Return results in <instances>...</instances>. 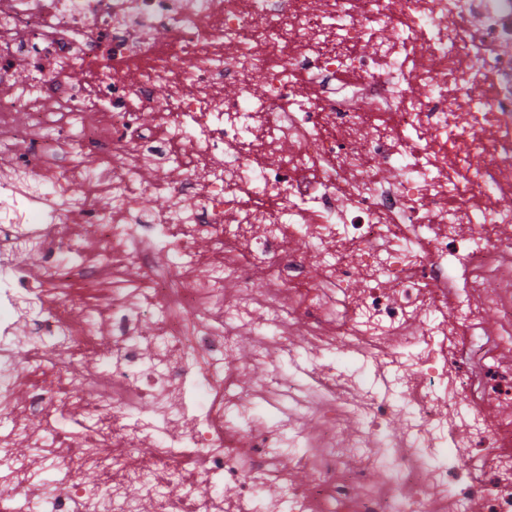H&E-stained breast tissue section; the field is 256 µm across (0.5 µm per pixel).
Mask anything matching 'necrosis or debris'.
Wrapping results in <instances>:
<instances>
[{
	"mask_svg": "<svg viewBox=\"0 0 512 512\" xmlns=\"http://www.w3.org/2000/svg\"><path fill=\"white\" fill-rule=\"evenodd\" d=\"M365 40L372 54L357 52ZM19 59L46 83L17 89ZM76 67L99 76L70 85ZM162 83L172 91L160 103ZM76 140L106 169L57 164ZM0 157V203L13 212L0 258L23 241L72 281L88 267L91 231L103 255L148 281L147 292L88 310L77 329L55 298L20 369L16 314L51 290L25 266L0 269V404L23 427L1 448L23 447L27 423L46 415L97 417L81 452L62 437L53 458L95 463L115 512L132 479L145 487L139 512H277L273 480L287 484L291 512H447L459 502L512 512V454L496 451L512 433V365L490 350L471 355L480 401L498 410L469 422L489 447L478 476L448 448L461 428L457 396L474 386L451 376L449 342L468 324L447 316L464 304L512 319L499 276L512 263V210L493 200L512 189V0H0ZM167 164L187 173L169 191L174 234L123 192ZM76 181L98 187L96 199L72 198ZM201 240L218 251L198 253ZM302 247L322 264L306 269ZM160 249L167 265L149 268ZM199 265L208 277L186 276ZM256 270L274 283L266 294L249 286ZM354 280L363 288L335 309L336 289ZM146 310L161 313L148 335ZM298 323L314 372L300 380L279 368L252 385V366L292 354ZM105 328L112 346L101 354ZM243 329L256 345L249 365L236 356ZM335 351L352 365L401 363L400 400L354 404L348 379L320 373ZM72 384L82 400L69 401ZM206 385L225 386L222 405L205 401ZM398 413L428 441L393 438V474L374 439ZM151 436L158 449L147 457ZM176 448L203 459L190 500L154 492ZM285 456L305 485L289 483Z\"/></svg>",
	"mask_w": 512,
	"mask_h": 512,
	"instance_id": "obj_1",
	"label": "necrosis or debris"
}]
</instances>
